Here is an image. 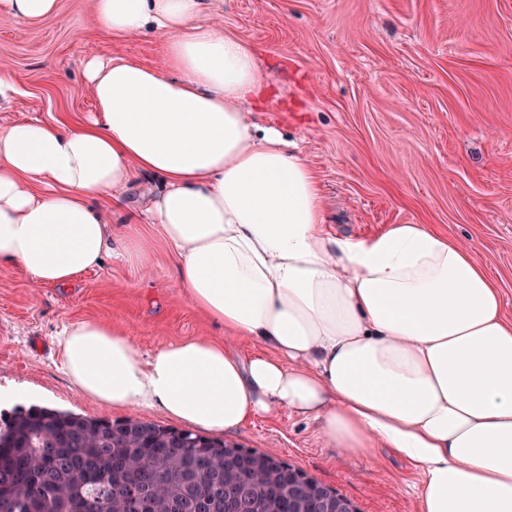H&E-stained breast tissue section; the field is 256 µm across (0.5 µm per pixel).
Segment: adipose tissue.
Here are the masks:
<instances>
[{
	"label": "adipose tissue",
	"instance_id": "ef3b65f1",
	"mask_svg": "<svg viewBox=\"0 0 512 512\" xmlns=\"http://www.w3.org/2000/svg\"><path fill=\"white\" fill-rule=\"evenodd\" d=\"M90 8L104 35L155 33L163 63L89 53L94 119L0 126V263L63 286L128 254L87 198L123 212L135 176L153 175L131 223L156 225L191 303L262 353L197 337L144 363L123 332L79 322L57 338L70 380L213 433L285 408L334 446L411 462L420 512H512V320L474 247L425 224L328 233L306 160L239 108L263 79L255 51L204 0Z\"/></svg>",
	"mask_w": 512,
	"mask_h": 512
}]
</instances>
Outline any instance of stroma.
Wrapping results in <instances>:
<instances>
[{
  "instance_id": "1",
  "label": "stroma",
  "mask_w": 512,
  "mask_h": 512,
  "mask_svg": "<svg viewBox=\"0 0 512 512\" xmlns=\"http://www.w3.org/2000/svg\"><path fill=\"white\" fill-rule=\"evenodd\" d=\"M205 16L252 46L263 73L254 123L295 144L319 182L332 235L370 237L392 224H428L476 246L512 318V0H206ZM88 0H59L55 16L25 25L0 12V62L15 92L0 125L90 117L86 52L162 64L149 32L101 38ZM132 259H106L66 286H40L0 265V394L112 420L175 426L158 406L114 409L67 377L58 333L79 321L126 333L141 362L205 336L241 357L174 278L157 229L130 240ZM225 442L271 452L336 491L356 512H419L422 475L384 448L332 447L318 421L282 408Z\"/></svg>"
}]
</instances>
